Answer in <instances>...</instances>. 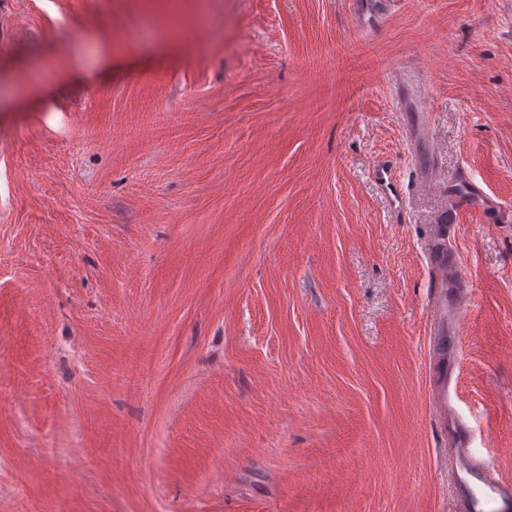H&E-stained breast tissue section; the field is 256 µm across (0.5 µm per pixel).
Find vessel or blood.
Returning a JSON list of instances; mask_svg holds the SVG:
<instances>
[{
    "instance_id": "vessel-or-blood-1",
    "label": "vessel or blood",
    "mask_w": 512,
    "mask_h": 512,
    "mask_svg": "<svg viewBox=\"0 0 512 512\" xmlns=\"http://www.w3.org/2000/svg\"><path fill=\"white\" fill-rule=\"evenodd\" d=\"M376 178L393 209L402 206L401 190L391 168L378 167ZM434 274L433 322L434 344L437 352L432 386L435 415L443 418L448 414V320L456 316L457 307L467 288L462 283L458 265L441 252L429 255ZM449 476L456 489V512H486L491 502L512 503V482L502 480L492 463L471 446V436L457 431L456 443L450 450Z\"/></svg>"
}]
</instances>
